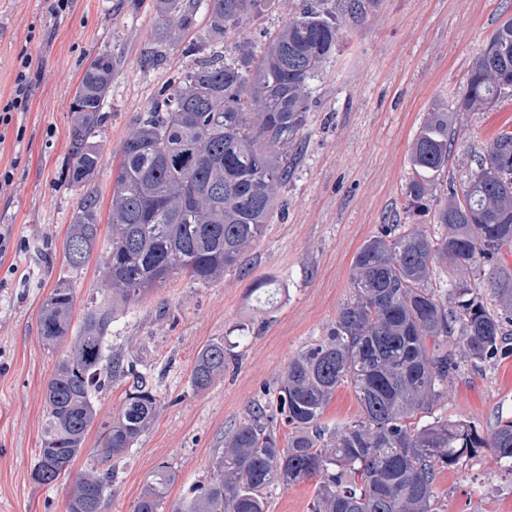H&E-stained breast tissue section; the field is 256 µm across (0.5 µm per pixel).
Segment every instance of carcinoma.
<instances>
[{"label": "carcinoma", "instance_id": "1", "mask_svg": "<svg viewBox=\"0 0 512 512\" xmlns=\"http://www.w3.org/2000/svg\"><path fill=\"white\" fill-rule=\"evenodd\" d=\"M321 2L302 0L259 50L238 45V62L211 56L175 77L124 141L101 266L112 306L88 310L75 330V292L62 281L39 312L44 341H67L69 350L45 384L48 416L30 479L70 482L66 512H104L114 472L103 465L123 458L158 414L148 377L107 343L117 307L183 272L205 286L220 281L269 223L276 190L302 148L310 81L339 45L342 16L359 22L366 12L364 0H343L340 15ZM202 3L220 40L244 27L261 0H164L144 60L158 57L159 44L177 45L176 33L195 24ZM113 71L112 56H95L70 106L68 185L79 198L63 254L73 271L89 263L98 242L93 181ZM511 92L512 19L474 59L463 97L428 113L413 142L404 210H434L441 232L389 224L366 240L352 260L350 300L325 336L289 360L279 388L286 445L271 428L272 405L256 402L211 463L210 481L169 504L176 474L162 463L132 512H267L271 487L313 479L309 512H438L437 476L484 448L512 476V421L484 436L469 421L427 420L463 363L479 367L512 349V268L498 260L512 250V133L474 156L461 189L437 194L455 141L454 113L489 109ZM442 262L463 274L488 268L492 303L462 279L437 278ZM231 355L222 338L205 345L193 388H209ZM123 381L125 398L102 425L98 466L73 474L98 416L94 393ZM342 385L353 389L359 417L325 425V408Z\"/></svg>", "mask_w": 512, "mask_h": 512}]
</instances>
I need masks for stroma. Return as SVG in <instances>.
Listing matches in <instances>:
<instances>
[{"label":"stroma","mask_w":512,"mask_h":512,"mask_svg":"<svg viewBox=\"0 0 512 512\" xmlns=\"http://www.w3.org/2000/svg\"><path fill=\"white\" fill-rule=\"evenodd\" d=\"M300 0H265L245 29L215 40L207 16L181 32L178 47L162 45V61H144L159 0H72L54 17L52 0H0V99L9 98L27 52L26 111L0 125V173L13 184L0 191V225L24 239L0 267V512H65L67 485L30 480L46 418L44 385L65 345L50 346L38 327L40 308L60 281L71 284L76 314L108 307L112 297L98 267L110 236L113 179L121 148L136 119L171 79L194 64L183 46L204 55L238 58L239 43L258 45L282 27ZM512 19V0H367L361 22L345 21L339 48L312 81L302 155L277 191L263 235L248 249L244 269L204 286L187 274L172 277L140 303L117 310L108 343L124 349L146 373L160 400L154 423L115 463L104 512H131L148 476L169 463L176 480L169 501L210 476L224 435L255 401H273L289 360L324 336L350 298L357 249L387 224H404L403 186L413 141L428 112L461 97L467 72L494 30ZM115 62L99 136L102 162L94 181L100 198L97 247L86 267L69 270L63 241L78 195L66 183L70 105L95 55ZM444 183L461 185L474 154L503 129L512 130V97L490 111L459 112ZM16 274H9L7 265ZM283 290L275 305L258 308L254 282ZM227 337L235 355L207 391L190 372L200 348ZM436 415L464 419L480 431L512 420V355L475 369L464 366ZM443 512H512V478L489 451L442 471Z\"/></svg>","instance_id":"stroma-1"}]
</instances>
